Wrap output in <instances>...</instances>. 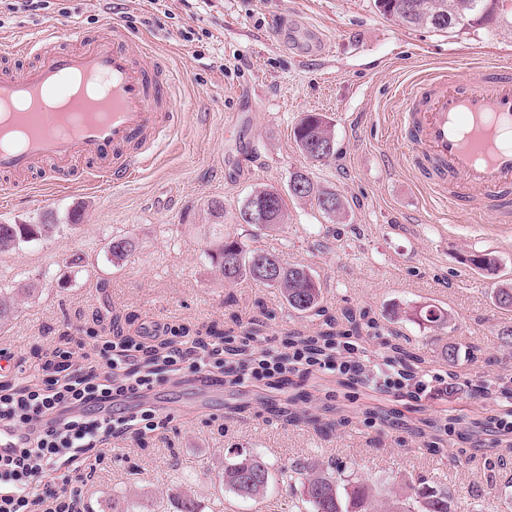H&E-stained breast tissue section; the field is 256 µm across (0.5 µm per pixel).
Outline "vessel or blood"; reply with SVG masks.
Listing matches in <instances>:
<instances>
[{
	"mask_svg": "<svg viewBox=\"0 0 512 512\" xmlns=\"http://www.w3.org/2000/svg\"><path fill=\"white\" fill-rule=\"evenodd\" d=\"M23 68L0 66V103L29 104L21 137L0 136V172L43 174L44 187L78 182L123 183L153 166L178 120L174 72L150 59L149 41L115 18L101 31L74 29L67 43L55 31L19 39ZM106 80V113L88 112L75 133L61 134L62 116L36 108L37 99L70 78ZM397 126L408 166L437 183V202L461 215L485 206L493 221L512 225V62L471 66L465 75L440 72L404 84Z\"/></svg>",
	"mask_w": 512,
	"mask_h": 512,
	"instance_id": "b4317fda",
	"label": "vessel or blood"
}]
</instances>
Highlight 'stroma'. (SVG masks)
<instances>
[{
	"mask_svg": "<svg viewBox=\"0 0 512 512\" xmlns=\"http://www.w3.org/2000/svg\"><path fill=\"white\" fill-rule=\"evenodd\" d=\"M64 12L40 21L16 14L0 27V63L21 36L49 27L98 29L105 18L146 33L178 80L182 117L153 168L132 181L33 193H0V224L56 223L49 237L0 254V289L26 287L0 327V386L42 383L62 352L108 341L140 351L164 350L189 335L225 345L257 339L285 348L288 335L313 336L325 316L351 307L368 312L373 329L355 337L367 354L399 342L422 359L416 370L452 378L445 400L378 393L344 376L311 368L287 383L269 378L225 382L213 368L207 384L189 373L148 396L155 428L115 430L83 464L55 474L78 492L76 512H112L126 497L132 512H176L174 489L192 491L203 512H307L298 482L282 474L296 463L338 464L374 484L380 501L421 487L447 490L451 512H512V446L482 441L499 414L481 396L484 382L512 375L504 331L512 311L492 290L512 283V232L493 229L489 213L470 221L437 209L431 190L403 158L396 129L397 89L410 78L477 62L512 58V24L460 32L410 27L382 16L374 0H63ZM312 22L327 38L323 56L300 55L281 41L294 21ZM241 115L238 130L224 115ZM332 123L336 155L312 165L293 128L304 113ZM255 146L240 172L241 143ZM307 169L345 200L337 218L314 201L288 199L285 224L254 231L235 213L253 190L287 192L291 172ZM224 202V229L251 249L308 267L321 283L324 316L288 310L276 289L225 282L204 256L213 229L207 200ZM79 223H72V215ZM135 248L112 261L113 237ZM492 253L489 276L468 263ZM433 306L449 322L437 328L413 317ZM404 316L393 319V311ZM455 346L458 357L444 352ZM326 424H287L277 410ZM441 425L442 454L424 446L425 427ZM258 455L271 469L264 499L236 496L218 475L237 455Z\"/></svg>",
	"mask_w": 512,
	"mask_h": 512,
	"instance_id": "1",
	"label": "stroma"
}]
</instances>
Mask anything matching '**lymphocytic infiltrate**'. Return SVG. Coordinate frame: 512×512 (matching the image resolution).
Masks as SVG:
<instances>
[{"label":"lymphocytic infiltrate","instance_id":"obj_1","mask_svg":"<svg viewBox=\"0 0 512 512\" xmlns=\"http://www.w3.org/2000/svg\"><path fill=\"white\" fill-rule=\"evenodd\" d=\"M349 343L333 345L324 357L298 348L277 352L260 346L249 364L229 366L237 382L262 380L287 368L321 365L329 373L359 379L382 392L407 393L417 398L435 392L432 376L414 379L396 372L391 360L368 365L361 356H351ZM105 371L103 379L85 376L82 364L72 362L68 372L47 387L26 386L0 390V428L15 433L17 445L9 454L0 455V512H75V489L61 484L34 494L41 479L61 466L75 465L89 450L100 447L113 432L111 420L100 417L103 404L127 394L152 390L151 373L130 370L134 356L130 349H116L110 342L92 347Z\"/></svg>","mask_w":512,"mask_h":512}]
</instances>
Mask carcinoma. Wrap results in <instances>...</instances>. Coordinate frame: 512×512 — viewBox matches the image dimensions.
Returning <instances> with one entry per match:
<instances>
[{
	"mask_svg": "<svg viewBox=\"0 0 512 512\" xmlns=\"http://www.w3.org/2000/svg\"><path fill=\"white\" fill-rule=\"evenodd\" d=\"M382 14L394 16L410 26H425L437 31L489 27L505 20L503 0H407L410 7L405 12L392 13L386 9V0H374ZM293 138L299 150L312 145L333 141L331 127L326 117L318 113H305L296 124ZM315 198L318 207L327 216L341 213L343 200L331 191L312 184L306 194ZM273 201L272 222L256 224L258 230L274 231L284 223L287 203L281 192L274 188L253 191L238 209L237 221L247 223V211L268 201ZM56 230L54 224H0V253L15 249L20 243L39 237H49ZM134 247L128 238H114L110 246L113 259H124ZM210 264L217 268L224 280L235 283L252 280L277 289L288 308L301 314L318 309L321 302V285L311 271L303 266L283 265L278 256L249 250L237 236L217 231L206 249ZM280 267L279 274L271 279L259 275V262ZM18 293L0 289V325L8 322L16 308ZM331 331L305 340V347L317 350L334 336H348L360 329V322L351 310L342 313L341 320L329 324ZM301 484V496L310 512H449L448 493L423 488L404 499L395 498L384 507L375 504L371 485L365 480H344L341 470L329 473L315 465L295 470ZM272 474L268 462L257 455H246L224 466L219 480L225 487L244 499H257L266 493Z\"/></svg>",
	"mask_w": 512,
	"mask_h": 512,
	"instance_id": "1",
	"label": "carcinoma"
}]
</instances>
